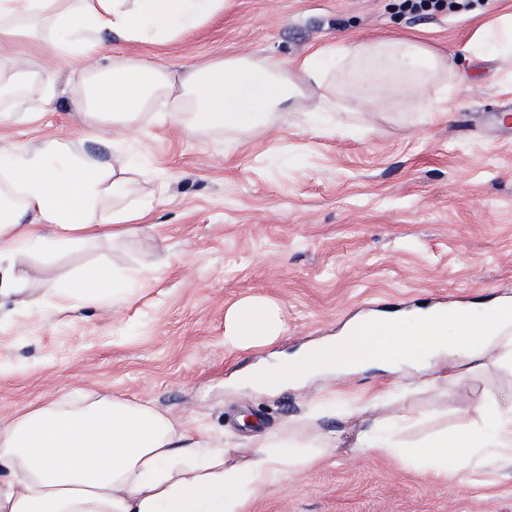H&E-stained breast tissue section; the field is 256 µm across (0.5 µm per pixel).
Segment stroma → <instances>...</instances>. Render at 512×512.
Returning a JSON list of instances; mask_svg holds the SVG:
<instances>
[{
  "label": "stroma",
  "instance_id": "35a3bbf8",
  "mask_svg": "<svg viewBox=\"0 0 512 512\" xmlns=\"http://www.w3.org/2000/svg\"><path fill=\"white\" fill-rule=\"evenodd\" d=\"M456 12L415 15L403 0H228L223 13L166 43L110 54L179 66L228 53L293 62L310 50L395 33L439 54L512 0H465ZM29 69L59 72L57 92L21 97L38 109L14 117L0 99V147L53 135L112 160V133L91 132L74 102L77 77L25 47ZM436 81L411 97L292 112L247 135L182 132L148 117L123 145L144 170L121 206L146 211L145 230L81 244L49 263L45 286L108 264L131 297L112 305L74 299L68 309L0 305V425L46 400L121 396L176 418L217 447L249 448L268 434L306 452L336 445L302 474L253 497L244 512H512V463L475 457L445 480L419 456L437 437L482 425V412L512 407V361L503 345L484 366L428 375L412 368L326 375L263 393L240 386L250 366L337 335L351 321L427 305L473 307L512 300V62L459 59L443 112L417 111ZM280 310L283 331L247 348L224 343V316L247 298ZM391 456L356 454L361 432Z\"/></svg>",
  "mask_w": 512,
  "mask_h": 512
}]
</instances>
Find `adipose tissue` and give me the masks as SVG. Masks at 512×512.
I'll return each mask as SVG.
<instances>
[{
	"instance_id": "adipose-tissue-1",
	"label": "adipose tissue",
	"mask_w": 512,
	"mask_h": 512,
	"mask_svg": "<svg viewBox=\"0 0 512 512\" xmlns=\"http://www.w3.org/2000/svg\"><path fill=\"white\" fill-rule=\"evenodd\" d=\"M225 6V0H0V92L14 94L30 79L9 49L34 40L54 58L89 60L76 103L86 126L111 128L113 140L132 137L158 106L187 134L244 135L330 88L337 66L348 60L381 59L396 75L410 65L426 75L445 65L431 48L397 39L317 48L292 68L234 53L179 71L138 55L110 56L103 68L91 63L112 38L131 46L171 42ZM485 50L512 59V8L498 11L459 53ZM138 171L122 154L107 164L64 138L0 148V299L36 282L35 268L18 262L26 252L51 258L99 236L123 234L136 222L138 213L113 201ZM128 293L127 281L106 265L51 290L62 309L75 297L107 304ZM280 331L278 307L262 298L238 303L224 320V342L233 347L271 341ZM177 427L149 406L98 394L33 407L0 426V512H242L258 492L322 457L283 453L265 436L240 461L236 449L185 442ZM479 448L512 454V411L485 414L482 428L444 438L424 454L435 475L444 476L449 460L467 466Z\"/></svg>"
}]
</instances>
